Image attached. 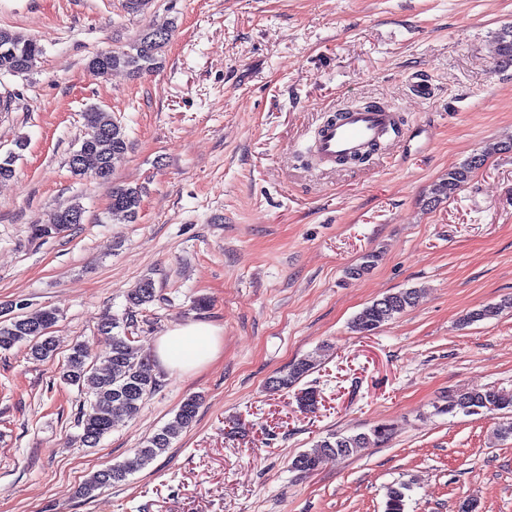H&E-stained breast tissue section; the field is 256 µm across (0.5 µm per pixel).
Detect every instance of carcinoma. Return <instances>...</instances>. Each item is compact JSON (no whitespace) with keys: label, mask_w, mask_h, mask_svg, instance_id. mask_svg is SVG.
Returning a JSON list of instances; mask_svg holds the SVG:
<instances>
[{"label":"carcinoma","mask_w":512,"mask_h":512,"mask_svg":"<svg viewBox=\"0 0 512 512\" xmlns=\"http://www.w3.org/2000/svg\"><path fill=\"white\" fill-rule=\"evenodd\" d=\"M170 39L167 29H152L143 32L129 49L109 51L107 64L101 69H91L95 75L104 76L117 70H126L137 76L158 68L159 56ZM43 49L31 38L8 30L0 29V74L9 72L28 73ZM492 54L498 61L512 64V27L502 29L495 37ZM88 129L80 147L72 152L68 165L73 176L91 177L102 173V183L111 184L115 168L125 159L129 139L125 127L114 120L111 113L93 106L84 113ZM484 164V156L473 155L462 165L448 170V174L436 182L431 189L430 203L437 206L455 195L470 179L475 170ZM142 191L138 187L112 184V214L121 215L132 222L136 219L141 203ZM84 217V208L74 202L58 210L47 224L34 226L38 237H49L62 231L69 217ZM157 289L154 280L146 277L139 286L127 294L128 317L135 310L156 301ZM418 298L417 290L402 289L389 293L365 306L352 320L354 331L372 335L385 323L413 307ZM512 309V298L500 303L489 304L470 312L467 322L481 321L499 316L504 310ZM58 310L46 308L32 316L17 315L0 322V350H8L20 342L31 344L35 360L44 361L54 355L55 345L49 336L50 328L57 322ZM120 327L119 319L106 316L99 323L97 331L109 342L108 370L99 373L87 363L83 343L73 345L61 371V380L87 390L92 400L81 412L78 426L82 428L83 445L93 448L106 434L133 419L139 413L143 401L159 387V380L153 372L149 355L138 353L130 337L114 332ZM316 359L305 356L289 363L288 368L270 378L268 385L275 390H286L295 386L314 369ZM201 404V397L192 395L180 404L173 422L159 430L146 443L135 449L132 457L124 462L92 473L83 483L81 494L95 497V492L105 486L126 480L170 447L172 439L179 432L192 425ZM512 410V391L488 388L485 390H462L448 395L444 405L436 408L439 414L475 415L484 412ZM391 429L385 425L376 426L368 433L331 434L317 442L315 448L297 455L291 462V469L301 474L316 469L326 457H347L376 445L388 438ZM410 486L404 482L387 487L384 512H406V491Z\"/></svg>","instance_id":"obj_1"}]
</instances>
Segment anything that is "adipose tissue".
<instances>
[{"mask_svg":"<svg viewBox=\"0 0 512 512\" xmlns=\"http://www.w3.org/2000/svg\"><path fill=\"white\" fill-rule=\"evenodd\" d=\"M220 346L216 327L189 323L175 326L161 336L155 345V355L165 369L188 374L211 362Z\"/></svg>","mask_w":512,"mask_h":512,"instance_id":"ef3b65f1","label":"adipose tissue"}]
</instances>
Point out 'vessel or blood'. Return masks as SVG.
<instances>
[{
	"instance_id": "vessel-or-blood-1",
	"label": "vessel or blood",
	"mask_w": 512,
	"mask_h": 512,
	"mask_svg": "<svg viewBox=\"0 0 512 512\" xmlns=\"http://www.w3.org/2000/svg\"><path fill=\"white\" fill-rule=\"evenodd\" d=\"M405 134L392 110L383 107L351 109L339 121L322 125L317 137V152L327 163L365 154L376 143L393 145Z\"/></svg>"
}]
</instances>
